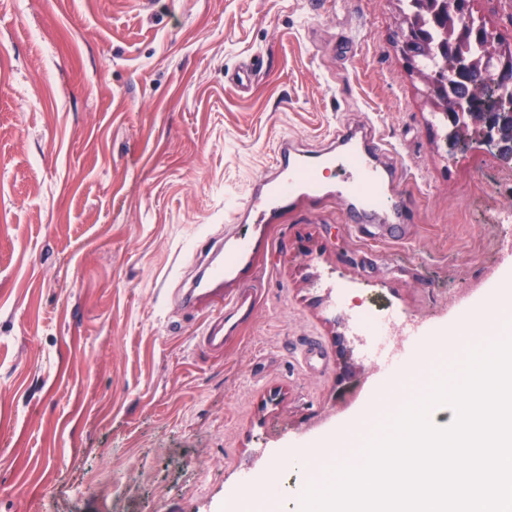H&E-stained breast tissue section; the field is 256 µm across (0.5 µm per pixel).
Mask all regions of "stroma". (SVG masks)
I'll list each match as a JSON object with an SVG mask.
<instances>
[{"mask_svg": "<svg viewBox=\"0 0 512 512\" xmlns=\"http://www.w3.org/2000/svg\"><path fill=\"white\" fill-rule=\"evenodd\" d=\"M308 2L0 0V512H229L273 462L283 512L323 479L287 449L350 426L364 452L396 420L357 419L380 381L362 347L365 379L338 381L333 292L429 342L512 271V162L448 148L391 38L397 0ZM340 128L392 146L410 238L356 237L336 202L284 211L228 284H258L256 316L197 347L208 312L176 290L208 234L246 232L230 209L280 139Z\"/></svg>", "mask_w": 512, "mask_h": 512, "instance_id": "35a3bbf8", "label": "stroma"}]
</instances>
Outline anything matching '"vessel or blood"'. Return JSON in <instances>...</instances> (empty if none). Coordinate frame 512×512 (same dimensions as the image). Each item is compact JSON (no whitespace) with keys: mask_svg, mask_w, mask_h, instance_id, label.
<instances>
[{"mask_svg":"<svg viewBox=\"0 0 512 512\" xmlns=\"http://www.w3.org/2000/svg\"><path fill=\"white\" fill-rule=\"evenodd\" d=\"M390 151V145L382 139L374 137L363 145L342 129L337 130L331 146L316 153L299 151L291 141L282 140L272 164L255 181L249 200L234 206L232 217L240 223L268 224L280 210L290 206L297 195L303 194L342 203L345 211L356 218L351 226L356 234L365 232L369 213L390 212L394 222L388 227L389 234L401 238L405 233L408 207L388 199L386 191L393 173L375 162L376 157ZM325 167L336 172L338 189L325 191L320 179V171ZM251 248V238L245 237L227 250H216L205 269L184 281L178 290L182 306L209 308L210 315L197 335L199 344L209 350H222L225 340L236 332L241 318L253 315L258 308L256 289H239L228 294L222 288L225 276L238 269ZM418 341V334L413 333L408 337L407 348L393 354H379V367L387 373L397 372L410 355V345Z\"/></svg>","mask_w":512,"mask_h":512,"instance_id":"b4317fda","label":"vessel or blood"}]
</instances>
